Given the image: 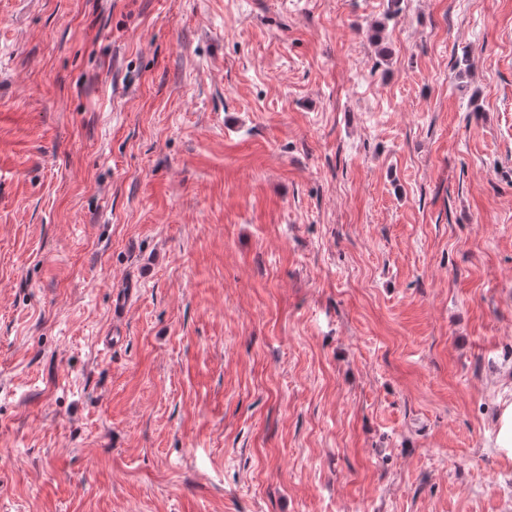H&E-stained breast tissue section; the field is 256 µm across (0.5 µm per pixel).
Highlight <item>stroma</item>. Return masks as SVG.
<instances>
[{"mask_svg": "<svg viewBox=\"0 0 512 512\" xmlns=\"http://www.w3.org/2000/svg\"><path fill=\"white\" fill-rule=\"evenodd\" d=\"M506 400L512 0H0V512H512ZM496 447L512 456V402L504 401L497 421Z\"/></svg>", "mask_w": 512, "mask_h": 512, "instance_id": "stroma-1", "label": "stroma"}]
</instances>
